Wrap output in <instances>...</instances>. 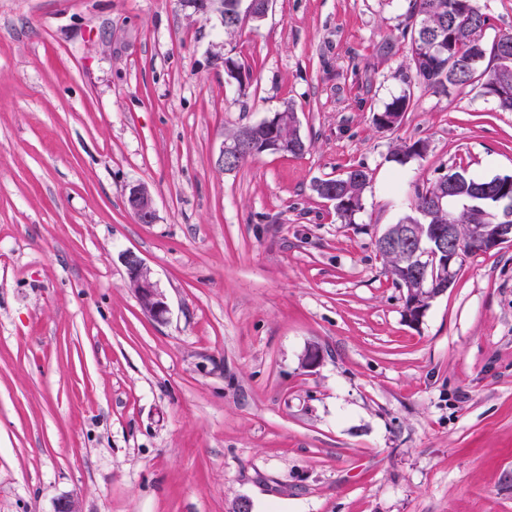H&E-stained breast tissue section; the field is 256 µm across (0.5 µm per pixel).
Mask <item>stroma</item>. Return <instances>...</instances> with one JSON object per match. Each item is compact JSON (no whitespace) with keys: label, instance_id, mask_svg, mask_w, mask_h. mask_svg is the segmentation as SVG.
I'll use <instances>...</instances> for the list:
<instances>
[{"label":"stroma","instance_id":"35a3bbf8","mask_svg":"<svg viewBox=\"0 0 512 512\" xmlns=\"http://www.w3.org/2000/svg\"><path fill=\"white\" fill-rule=\"evenodd\" d=\"M406 8L272 0L228 37L189 0H0V512H512V245L416 325L375 246L449 168L512 175V112L404 82ZM287 105L305 151L224 171ZM358 166L345 224L312 185ZM410 105V98L406 95H400L392 98L388 102L384 110L380 113V117H376L377 124L382 128L391 129L399 125L408 111ZM127 205L140 223H154V202L151 193L145 186L138 185L130 190L127 197ZM125 266L142 311L156 321L163 322L168 313L166 297L152 280L143 261L129 252L125 256Z\"/></svg>","mask_w":512,"mask_h":512}]
</instances>
